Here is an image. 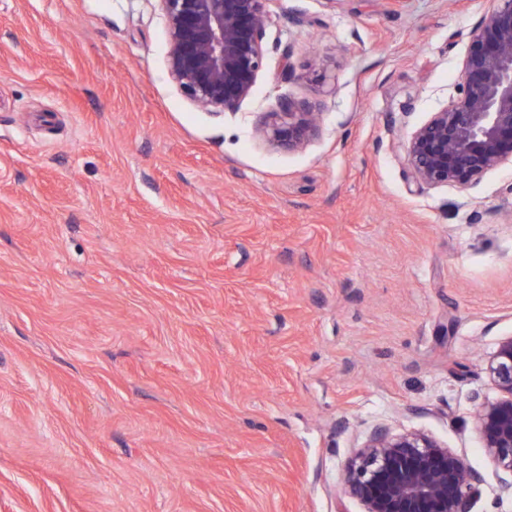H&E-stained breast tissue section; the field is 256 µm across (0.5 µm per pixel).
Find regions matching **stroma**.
I'll return each instance as SVG.
<instances>
[{"label": "stroma", "mask_w": 512, "mask_h": 512, "mask_svg": "<svg viewBox=\"0 0 512 512\" xmlns=\"http://www.w3.org/2000/svg\"><path fill=\"white\" fill-rule=\"evenodd\" d=\"M488 0H277L235 112L166 74L156 0H0V512H362L379 427L481 472L512 334V165L406 180ZM291 53L294 72H282ZM320 102L296 152L256 133Z\"/></svg>", "instance_id": "1"}]
</instances>
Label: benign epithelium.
<instances>
[{
	"instance_id": "1",
	"label": "benign epithelium",
	"mask_w": 512,
	"mask_h": 512,
	"mask_svg": "<svg viewBox=\"0 0 512 512\" xmlns=\"http://www.w3.org/2000/svg\"><path fill=\"white\" fill-rule=\"evenodd\" d=\"M166 20L169 79L196 107L236 112L264 70L267 28L277 0H157ZM471 32L473 49L449 104L402 141L411 182L429 188L476 184L512 163V0H490ZM319 105L289 97L258 128L269 144L297 150L319 134ZM500 393L481 403L477 427L512 499V336L488 362ZM482 475L424 433L375 430L348 462L344 492L364 512H472Z\"/></svg>"
}]
</instances>
